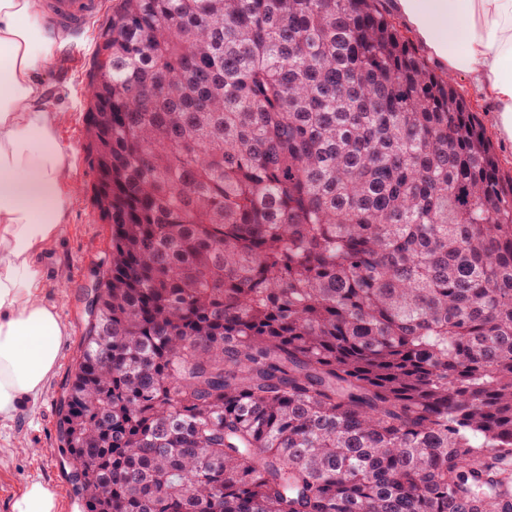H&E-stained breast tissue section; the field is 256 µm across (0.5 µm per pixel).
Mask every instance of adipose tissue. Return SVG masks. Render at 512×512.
<instances>
[{
	"label": "adipose tissue",
	"instance_id": "obj_1",
	"mask_svg": "<svg viewBox=\"0 0 512 512\" xmlns=\"http://www.w3.org/2000/svg\"><path fill=\"white\" fill-rule=\"evenodd\" d=\"M418 37L471 76L512 139V0H398ZM63 29L42 0H0V421L35 402L55 371L65 327L42 298L44 250L68 222L77 187L68 121L39 77Z\"/></svg>",
	"mask_w": 512,
	"mask_h": 512
}]
</instances>
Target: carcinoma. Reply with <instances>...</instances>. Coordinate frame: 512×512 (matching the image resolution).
I'll return each instance as SVG.
<instances>
[{
	"mask_svg": "<svg viewBox=\"0 0 512 512\" xmlns=\"http://www.w3.org/2000/svg\"><path fill=\"white\" fill-rule=\"evenodd\" d=\"M376 0H119L89 72L83 512H512V175Z\"/></svg>",
	"mask_w": 512,
	"mask_h": 512,
	"instance_id": "obj_1",
	"label": "carcinoma"
}]
</instances>
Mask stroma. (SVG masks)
<instances>
[{"mask_svg":"<svg viewBox=\"0 0 512 512\" xmlns=\"http://www.w3.org/2000/svg\"><path fill=\"white\" fill-rule=\"evenodd\" d=\"M100 7L83 33H69L67 44L55 51L41 78L53 107L67 112L69 120L61 132L63 142L76 153L71 173L78 187L62 233L41 259L44 288L42 296L55 309L68 332L54 375L44 393L22 408L14 420L0 424V444L22 436L27 450L0 454V512H10L14 494L28 482L47 483L55 492L58 512H82L66 477L64 463L56 452V404L77 364L84 328L88 319L85 293L93 281L97 264L109 245L110 227L101 219L93 199L95 173L86 149V71L92 61L100 28L112 16L116 0H99ZM453 82L470 102L483 129L495 147L503 169H512V141L501 138L495 128V114L477 92L471 78L457 74Z\"/></svg>","mask_w":512,"mask_h":512,"instance_id":"1","label":"stroma"}]
</instances>
